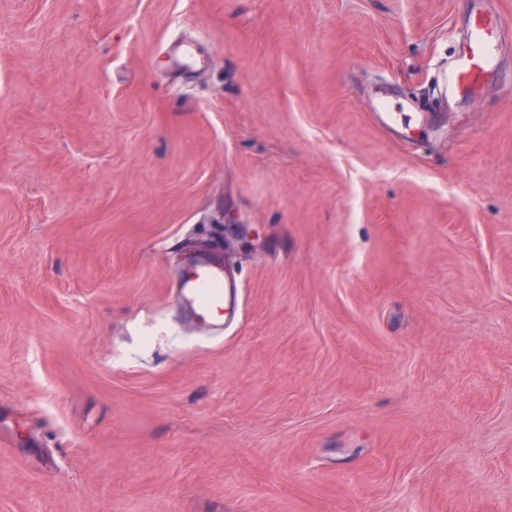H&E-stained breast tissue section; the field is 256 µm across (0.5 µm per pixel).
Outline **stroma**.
<instances>
[{"mask_svg": "<svg viewBox=\"0 0 512 512\" xmlns=\"http://www.w3.org/2000/svg\"><path fill=\"white\" fill-rule=\"evenodd\" d=\"M466 9L0 0V512H512V47L449 105ZM380 120L387 124H400L411 128L419 125L426 117L425 112H416L414 109L401 107L398 111L391 110L385 102H381L378 108ZM191 275L180 285L182 298L196 316L211 322L224 316V328L237 319L240 306V287L231 271H224L223 264L208 259L196 260L190 268Z\"/></svg>", "mask_w": 512, "mask_h": 512, "instance_id": "stroma-1", "label": "stroma"}]
</instances>
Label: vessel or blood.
Masks as SVG:
<instances>
[{
	"label": "vessel or blood",
	"instance_id": "vessel-or-blood-1",
	"mask_svg": "<svg viewBox=\"0 0 512 512\" xmlns=\"http://www.w3.org/2000/svg\"><path fill=\"white\" fill-rule=\"evenodd\" d=\"M462 29L458 48L439 75L443 97L460 103L473 99L492 84L506 42L492 0H469ZM378 116L384 123L406 128L425 119L424 113L406 107L394 111L384 103L379 106ZM190 271L180 285L183 300L201 320L220 319L225 325H232L240 306V287L232 273L226 272L222 264L204 258L196 260Z\"/></svg>",
	"mask_w": 512,
	"mask_h": 512
}]
</instances>
